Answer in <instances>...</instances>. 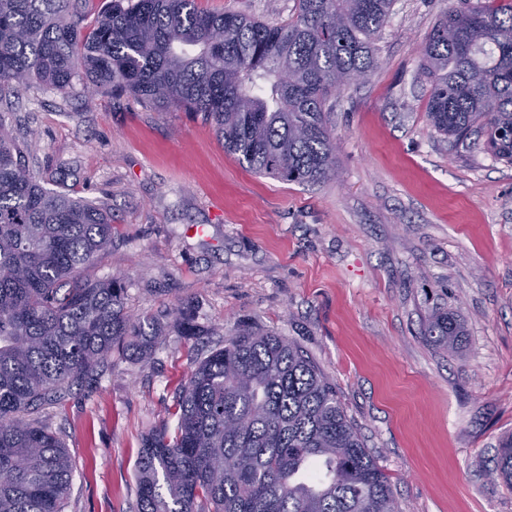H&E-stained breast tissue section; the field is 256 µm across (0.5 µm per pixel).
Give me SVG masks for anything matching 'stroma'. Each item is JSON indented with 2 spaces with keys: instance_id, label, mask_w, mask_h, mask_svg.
Instances as JSON below:
<instances>
[{
  "instance_id": "1",
  "label": "stroma",
  "mask_w": 512,
  "mask_h": 512,
  "mask_svg": "<svg viewBox=\"0 0 512 512\" xmlns=\"http://www.w3.org/2000/svg\"><path fill=\"white\" fill-rule=\"evenodd\" d=\"M461 0H394L368 78L326 103L336 173L301 185L255 175L183 109L31 84L0 124L47 189L112 215L86 277L120 278L158 332L151 359L113 354L38 421L75 467L64 512H134L141 440L175 426L196 359L258 323L299 342L336 386L389 475L400 512H512L487 475L512 434V165L455 143L426 114L421 46ZM268 24L295 0H198ZM201 336H180L182 302ZM446 310L468 342L448 355L423 323Z\"/></svg>"
}]
</instances>
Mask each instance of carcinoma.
<instances>
[{"instance_id": "obj_1", "label": "carcinoma", "mask_w": 512, "mask_h": 512, "mask_svg": "<svg viewBox=\"0 0 512 512\" xmlns=\"http://www.w3.org/2000/svg\"><path fill=\"white\" fill-rule=\"evenodd\" d=\"M394 0H297L286 24L197 0H110L83 32L72 0H0V94L36 81L94 88L208 122L246 168L314 185L335 172L329 95L375 66ZM438 132L472 135L512 165V0L448 9L422 46ZM112 240L101 206L46 189L0 127V512H63L74 463L32 416L92 379L115 351L149 359L156 335L115 279L83 276ZM192 307L178 326L196 335ZM424 338L450 355L464 324L433 315ZM177 424L141 443L136 512H399L336 387L296 342L250 327L197 360ZM489 473L512 486V435Z\"/></svg>"}]
</instances>
